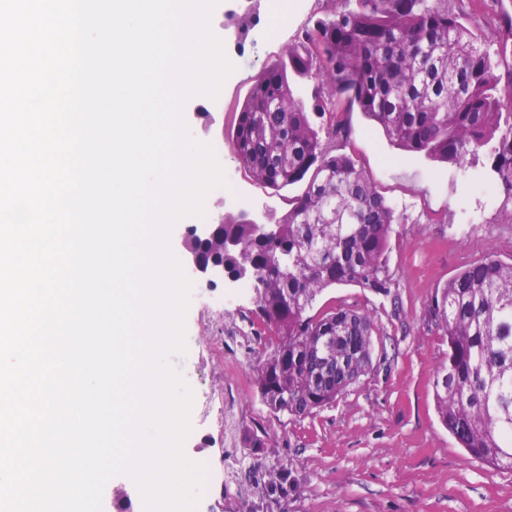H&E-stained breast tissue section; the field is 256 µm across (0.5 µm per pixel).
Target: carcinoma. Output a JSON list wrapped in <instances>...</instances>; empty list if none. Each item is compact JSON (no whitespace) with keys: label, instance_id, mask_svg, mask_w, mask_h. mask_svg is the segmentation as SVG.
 <instances>
[{"label":"carcinoma","instance_id":"1","mask_svg":"<svg viewBox=\"0 0 512 512\" xmlns=\"http://www.w3.org/2000/svg\"><path fill=\"white\" fill-rule=\"evenodd\" d=\"M458 0H341L342 8L299 30L286 59L266 66L235 112L229 146L260 185L303 184L270 226L244 211L222 231L187 247L224 258V273L252 286L256 333L276 337L255 365L271 413L304 418L332 405L372 368L377 327L340 309L306 315L323 290L357 286L382 296L394 287L388 244L399 213L336 142L345 116L362 112L399 149L462 165L485 158L491 182L512 205V13L492 11L499 41L474 33ZM245 44L257 8L228 16ZM314 82L311 95L303 81ZM448 338V363L433 380L442 424L467 455L512 471V261L489 256L448 279L427 310ZM268 442L242 438L248 477L272 505L296 479L287 457L259 460Z\"/></svg>","mask_w":512,"mask_h":512}]
</instances>
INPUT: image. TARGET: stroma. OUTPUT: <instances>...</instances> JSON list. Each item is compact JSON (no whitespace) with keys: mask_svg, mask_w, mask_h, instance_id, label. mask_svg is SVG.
Returning a JSON list of instances; mask_svg holds the SVG:
<instances>
[{"mask_svg":"<svg viewBox=\"0 0 512 512\" xmlns=\"http://www.w3.org/2000/svg\"><path fill=\"white\" fill-rule=\"evenodd\" d=\"M257 8L260 23L245 53L233 41L224 43L236 70L208 118L199 115V98L185 106L199 141L228 143L233 113L262 68L280 59L297 31L331 6L328 0H258ZM283 9L288 26L271 37L270 16ZM346 120L350 132L337 151L355 158L407 221L396 225L391 239L390 296L356 286L329 288L312 313L368 314L377 326L372 371L333 406L304 419L271 414L257 392L254 364L275 339L255 334L252 293L229 283L219 289L226 298L220 311L205 307L212 288L193 289L187 351L171 362L192 390L209 391L223 381L224 399L239 414L238 434L268 433L276 455L288 458L297 489L276 512H512V471L468 459L435 412L432 382L448 360V344L427 318L436 292L460 269L490 255L512 259V223L499 212L503 194L473 184L481 164L463 169L434 162L397 149L362 112H350ZM223 170L240 197L234 203L207 198V208L218 216L243 210L268 224L287 212L289 197L303 191L299 184L280 192L259 185L229 150ZM192 430L186 455L206 453L226 466L220 512H267L249 480L229 468L237 448L224 436L220 413Z\"/></svg>","mask_w":512,"mask_h":512,"instance_id":"1","label":"stroma"}]
</instances>
